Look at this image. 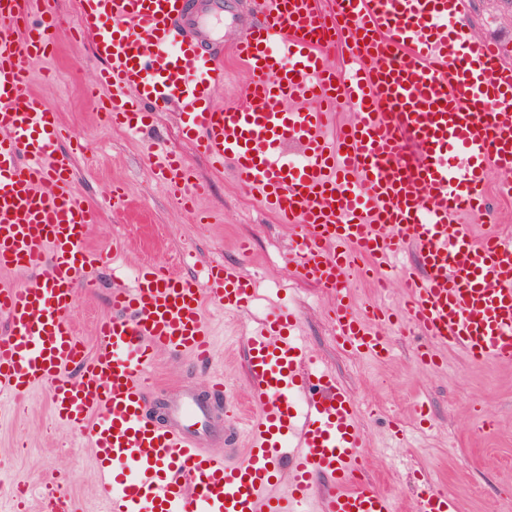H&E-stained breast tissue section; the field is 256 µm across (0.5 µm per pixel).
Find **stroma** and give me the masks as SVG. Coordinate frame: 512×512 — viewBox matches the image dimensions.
<instances>
[{
  "label": "stroma",
  "mask_w": 512,
  "mask_h": 512,
  "mask_svg": "<svg viewBox=\"0 0 512 512\" xmlns=\"http://www.w3.org/2000/svg\"><path fill=\"white\" fill-rule=\"evenodd\" d=\"M78 7V0H49L51 12L67 24L55 33L56 57L28 64L27 88L54 108L65 131L60 147L75 157L76 191L94 216L90 245L106 248L113 237L124 238V267L129 276L142 263L169 260L190 242L194 258L189 272L201 273L211 261L221 260L238 266L261 287L284 282V302L298 310L307 345L336 374L363 413L366 477L393 494L401 512H410L420 487L389 466L380 450L392 422L414 426L413 402L419 398L426 401L437 429L417 437L414 448L407 451L409 466L436 480L455 500L458 512H512V366L477 363L463 351L450 349L435 368L423 367L415 354L417 336L407 325L384 327L392 348L386 358H362L342 349L334 339L327 294L301 279L288 261L287 226L246 194L230 172L216 170L183 142L171 113L159 112L149 136L161 147L184 154L210 186L201 203L210 221L192 223L157 182L139 138L107 117L104 92L87 94L98 64L92 57L91 37L68 27ZM465 16L476 40L496 42L512 62V0H465ZM117 186L129 195L127 209L119 213L107 204ZM243 240L251 243L246 256L238 250ZM98 279V291L80 295L70 314L89 347L94 344L96 321L108 312L113 285L111 271L100 272ZM207 323L217 343L214 361L197 367L188 355L159 354L154 373L161 389L153 396L155 407H162L181 385L202 391L209 377L221 375L231 389V399L251 409L253 383L240 338L252 327V320L243 315L228 321L212 312ZM485 419L492 426L478 433ZM96 470L86 436L57 421L45 390L34 391L25 402L7 407L0 415V479L28 486L27 512H39L43 493L59 479L82 512H103L95 488Z\"/></svg>",
  "instance_id": "stroma-1"
}]
</instances>
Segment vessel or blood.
<instances>
[{"instance_id": "b4317fda", "label": "vessel or blood", "mask_w": 512, "mask_h": 512, "mask_svg": "<svg viewBox=\"0 0 512 512\" xmlns=\"http://www.w3.org/2000/svg\"><path fill=\"white\" fill-rule=\"evenodd\" d=\"M38 3L0 0V270L19 274L0 286V401L45 390L56 418L86 434L103 512H399L365 476L358 408L299 336L295 309L272 308L243 338L247 417L221 380L205 395L183 386L162 417L149 415L155 358L209 363L206 307L248 311L257 283L237 266L214 261L198 278L140 265L130 286L113 288L94 350L78 338L70 313L96 286L90 271L114 265L125 244L89 248L93 218L58 149L57 114L25 86L28 63L54 54L60 23H29ZM190 4L79 0L112 122L138 133L152 111H173L185 140L288 224L289 259L327 292L347 351L389 356L374 326L394 308L359 309L346 283L358 273L388 287L410 244L418 269L404 272L398 308L419 331L418 359L459 348L512 365V236L466 223L487 210L490 171L512 173V66L468 36L463 0H333L327 12L317 0H265L250 22L234 0ZM339 45L341 77L326 62ZM228 47L251 81L242 103L218 107ZM341 102L355 118L335 133ZM155 176L190 212L208 191L172 152L157 153ZM320 474L333 485H316ZM40 512L79 506L55 490ZM415 512L457 506L426 480Z\"/></svg>"}]
</instances>
